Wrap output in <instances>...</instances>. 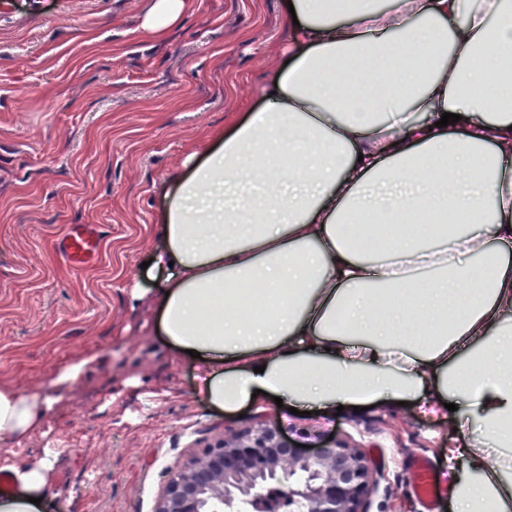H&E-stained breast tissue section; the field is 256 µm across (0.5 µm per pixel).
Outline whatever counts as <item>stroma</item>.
Listing matches in <instances>:
<instances>
[{
	"label": "stroma",
	"mask_w": 512,
	"mask_h": 512,
	"mask_svg": "<svg viewBox=\"0 0 512 512\" xmlns=\"http://www.w3.org/2000/svg\"><path fill=\"white\" fill-rule=\"evenodd\" d=\"M153 2L0 0V383L48 391L72 359L97 357L13 448L27 462L57 448L46 512H153L169 467L258 420L365 452L368 512H423L408 467L427 457L444 483L436 512H454L453 412L427 419L393 400L335 416L272 400L222 411L166 345L141 265L167 191L229 115L261 109L290 42L285 0H194L162 41L141 27ZM71 224L100 230L83 268L59 249Z\"/></svg>",
	"instance_id": "35a3bbf8"
}]
</instances>
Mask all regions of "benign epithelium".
Returning <instances> with one entry per match:
<instances>
[{
  "label": "benign epithelium",
  "mask_w": 512,
  "mask_h": 512,
  "mask_svg": "<svg viewBox=\"0 0 512 512\" xmlns=\"http://www.w3.org/2000/svg\"><path fill=\"white\" fill-rule=\"evenodd\" d=\"M154 512H367L364 455L334 439L305 449L264 421L167 470Z\"/></svg>",
  "instance_id": "benign-epithelium-1"
}]
</instances>
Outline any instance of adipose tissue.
<instances>
[{"instance_id":"ef3b65f1","label":"adipose tissue","mask_w":512,"mask_h":512,"mask_svg":"<svg viewBox=\"0 0 512 512\" xmlns=\"http://www.w3.org/2000/svg\"><path fill=\"white\" fill-rule=\"evenodd\" d=\"M291 2L262 111L229 117L167 193L148 267L162 334L199 352L225 411L461 399L484 434L450 451L456 512H512V0ZM191 7L155 0L143 28L165 38ZM241 283L259 315L238 313ZM53 404L0 384V446ZM53 468L0 460V512H32Z\"/></svg>"}]
</instances>
